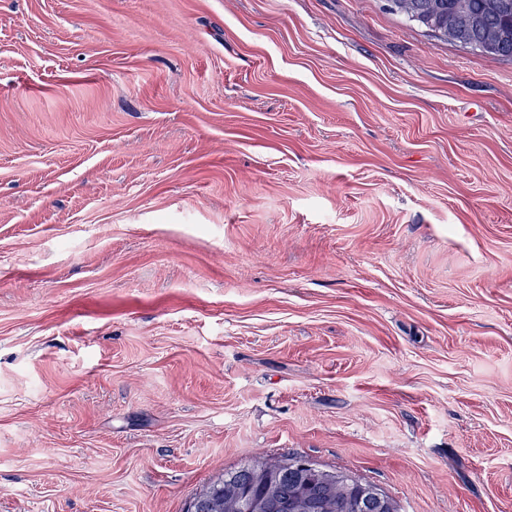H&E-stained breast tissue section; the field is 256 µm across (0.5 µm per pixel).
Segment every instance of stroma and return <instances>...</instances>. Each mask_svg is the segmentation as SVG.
I'll return each instance as SVG.
<instances>
[{
    "instance_id": "1",
    "label": "stroma",
    "mask_w": 512,
    "mask_h": 512,
    "mask_svg": "<svg viewBox=\"0 0 512 512\" xmlns=\"http://www.w3.org/2000/svg\"><path fill=\"white\" fill-rule=\"evenodd\" d=\"M289 454L512 512V60L383 0H0V512Z\"/></svg>"
}]
</instances>
